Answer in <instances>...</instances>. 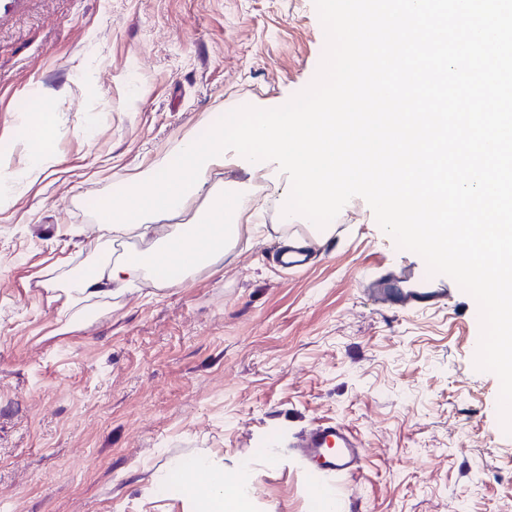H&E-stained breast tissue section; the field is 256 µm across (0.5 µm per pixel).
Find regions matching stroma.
I'll use <instances>...</instances> for the list:
<instances>
[{"label":"stroma","mask_w":512,"mask_h":512,"mask_svg":"<svg viewBox=\"0 0 512 512\" xmlns=\"http://www.w3.org/2000/svg\"><path fill=\"white\" fill-rule=\"evenodd\" d=\"M315 0H0V139L55 108L52 162L0 213V512H206V461L243 512H512L500 382L477 370L475 300L395 313L358 282L419 262L351 199L304 271L277 266L273 199L187 283L142 280L63 328L44 281L95 252L89 199L174 157L205 117L275 108L314 80ZM85 127L89 136L77 135ZM317 422L362 439L353 479L308 474Z\"/></svg>","instance_id":"35a3bbf8"}]
</instances>
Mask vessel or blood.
I'll use <instances>...</instances> for the list:
<instances>
[{
    "instance_id": "b4317fda",
    "label": "vessel or blood",
    "mask_w": 512,
    "mask_h": 512,
    "mask_svg": "<svg viewBox=\"0 0 512 512\" xmlns=\"http://www.w3.org/2000/svg\"><path fill=\"white\" fill-rule=\"evenodd\" d=\"M362 291L396 313L450 305L455 291L425 280L412 266H382L365 272ZM295 452L314 476L333 479L357 476L364 463L362 443L340 423L319 422L298 440Z\"/></svg>"
}]
</instances>
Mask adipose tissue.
<instances>
[{
  "mask_svg": "<svg viewBox=\"0 0 512 512\" xmlns=\"http://www.w3.org/2000/svg\"><path fill=\"white\" fill-rule=\"evenodd\" d=\"M12 138L27 155L29 177L38 179L51 158V129L45 124L23 119L13 129ZM249 196V188L245 185L211 186L203 210L176 224L170 233L157 241L154 249L133 251L120 259L109 256L112 241L146 238L154 232V224L148 222L136 229L102 230L96 239L99 256L96 266L76 280H49L44 287L51 298L62 299L61 312L72 321L81 316L91 300L111 297L114 292L147 276L164 274L169 283H184L191 272L215 264L234 250L243 229L255 221ZM187 475L197 495L225 507L226 512H240L236 499L225 496L223 478L211 473L205 461H190Z\"/></svg>",
  "mask_w": 512,
  "mask_h": 512,
  "instance_id": "1",
  "label": "adipose tissue"
}]
</instances>
